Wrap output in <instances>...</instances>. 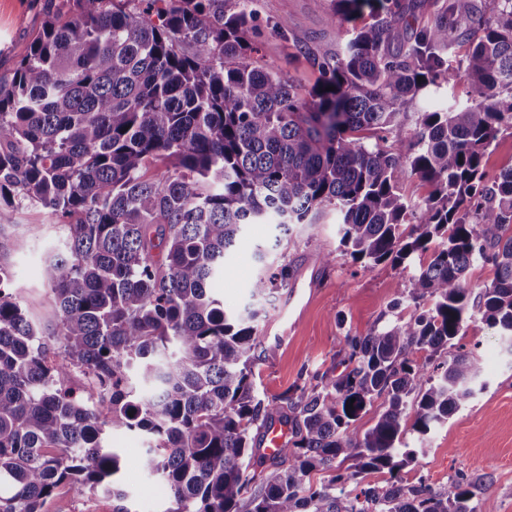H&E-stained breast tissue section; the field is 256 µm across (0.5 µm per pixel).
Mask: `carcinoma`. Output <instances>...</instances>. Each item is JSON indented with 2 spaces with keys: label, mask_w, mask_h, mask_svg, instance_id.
Segmentation results:
<instances>
[{
  "label": "carcinoma",
  "mask_w": 512,
  "mask_h": 512,
  "mask_svg": "<svg viewBox=\"0 0 512 512\" xmlns=\"http://www.w3.org/2000/svg\"><path fill=\"white\" fill-rule=\"evenodd\" d=\"M326 1L344 44L297 45L318 73L309 90L254 65L252 0H73L0 82V216L27 201L65 230L43 268L52 334L0 269V512H44L62 485L131 512L106 426L148 439L142 468L168 490L166 512H478V478L450 496L398 472L416 459L407 432L444 425L484 388L468 353L428 372L462 330L478 262L494 271L485 320L512 355V167L490 184L482 172L512 128V0H434L424 24L428 0L313 3ZM461 74L468 102L420 113L404 136L413 100ZM408 173L430 187L418 201L402 192ZM328 207L356 261L407 267L431 252L396 288L419 312L351 338L337 377L266 403L251 370L260 310L227 314L213 283L243 226L288 235ZM291 277L284 259L252 295ZM276 420L291 439L247 498L253 431ZM383 470L387 486L356 488ZM315 471L332 475L315 485Z\"/></svg>",
  "instance_id": "1"
}]
</instances>
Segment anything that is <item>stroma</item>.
<instances>
[{
  "label": "stroma",
  "instance_id": "stroma-1",
  "mask_svg": "<svg viewBox=\"0 0 512 512\" xmlns=\"http://www.w3.org/2000/svg\"><path fill=\"white\" fill-rule=\"evenodd\" d=\"M65 6L66 0H0V79L12 77L47 14ZM255 7L260 19L282 25L284 32L277 35L261 29L254 61L277 64L297 83L312 87L316 74L295 58L293 43L307 41L321 51L336 52L342 42L329 7H315L312 0H256ZM61 236L59 225L35 205L0 218V266L11 274L31 318L47 333L58 312L43 278V263L56 251ZM260 244L269 248L268 261L286 256L294 270L290 287L279 290L269 302L253 301L250 295L260 269L254 255ZM327 251L335 252L334 265L319 261V254ZM226 264L227 274L215 284L225 310L238 312L251 303L262 310L252 371L255 392L266 401L336 376L338 366L348 358L352 337L415 311L410 300L399 299L395 292L397 281L405 277L401 269L387 262H356L340 252L332 209L326 210L320 223L305 226L288 239H277L273 225H246ZM492 279L490 267L479 263L471 267L463 329L441 352L445 359L459 352L477 357L484 388L425 438L412 432L404 436V446L418 455L400 476L405 483L422 479L450 494L455 481L477 476L481 483L474 491L476 501L489 512H512V356L503 353L499 332L487 324L478 303L479 293ZM106 439L122 456L120 477L132 512H166L167 494L140 464L145 439L112 429ZM45 512H112V501L65 485L46 504Z\"/></svg>",
  "mask_w": 512,
  "mask_h": 512
}]
</instances>
